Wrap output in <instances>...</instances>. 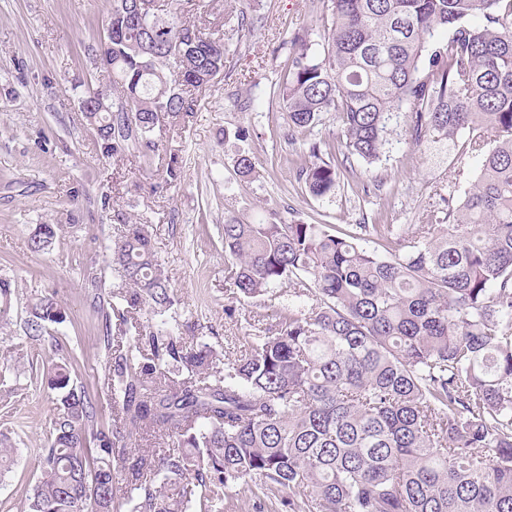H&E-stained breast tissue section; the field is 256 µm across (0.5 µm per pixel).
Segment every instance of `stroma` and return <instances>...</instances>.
I'll list each match as a JSON object with an SVG mask.
<instances>
[{
  "label": "stroma",
  "instance_id": "obj_1",
  "mask_svg": "<svg viewBox=\"0 0 512 512\" xmlns=\"http://www.w3.org/2000/svg\"><path fill=\"white\" fill-rule=\"evenodd\" d=\"M252 22L238 30L232 10ZM180 17L223 39L229 49L223 74L193 91L194 112L166 119L154 131V152L103 154L82 98L101 90L118 95L109 69L88 49L103 36L112 0H0V277L11 280V321L0 326V445L17 449L20 463L0 479V512H18L19 490L39 473V453L57 413V391L37 381L59 355L46 341L25 338L28 309L50 294L65 320L58 325L75 355L74 382L105 398L106 316L122 282L109 261L118 227L146 225L165 261L173 306L141 324H182L187 342H206L234 356L254 317L274 324L280 311L310 300L273 289L265 302L235 305L226 314L223 224H420L430 211L462 199L479 173L476 157L445 143L413 145L405 123L394 128L389 150L374 164L340 162L334 193L312 196L298 170L312 142L340 134L334 113L309 132L292 131L279 95L291 41H319L324 0H196ZM251 156L252 178L237 173ZM39 224L60 230L45 251L30 250Z\"/></svg>",
  "mask_w": 512,
  "mask_h": 512
}]
</instances>
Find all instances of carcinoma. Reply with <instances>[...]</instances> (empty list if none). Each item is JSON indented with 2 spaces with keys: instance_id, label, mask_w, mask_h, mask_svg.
I'll return each instance as SVG.
<instances>
[{
  "instance_id": "carcinoma-1",
  "label": "carcinoma",
  "mask_w": 512,
  "mask_h": 512,
  "mask_svg": "<svg viewBox=\"0 0 512 512\" xmlns=\"http://www.w3.org/2000/svg\"><path fill=\"white\" fill-rule=\"evenodd\" d=\"M327 2L324 55L291 42L288 127L332 112L337 145L369 165L401 116L417 146L466 131L482 160L472 189L407 228L225 221L235 302L275 287L312 300L225 360L178 323L133 317L174 298L146 226L122 225L120 341L104 339L112 418L71 382V355L46 370L59 412L23 512H224V490L253 480L280 494L277 512H512V0ZM128 3L112 0L120 94L95 116L108 156L154 149L161 114L192 111L180 86L203 89L226 63L222 39ZM337 145L309 146L299 178L314 196L335 191ZM57 231L38 225L31 250ZM12 294L1 277V322ZM64 321L43 296L23 333L39 341ZM141 431L169 447L127 467Z\"/></svg>"
}]
</instances>
